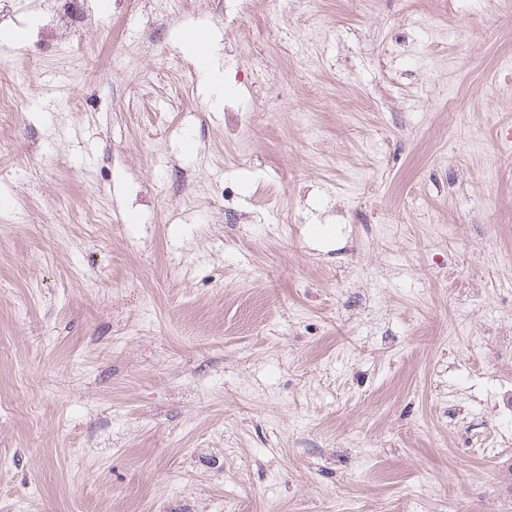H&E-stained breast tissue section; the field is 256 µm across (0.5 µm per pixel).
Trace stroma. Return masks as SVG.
Returning a JSON list of instances; mask_svg holds the SVG:
<instances>
[{
  "label": "stroma",
  "mask_w": 512,
  "mask_h": 512,
  "mask_svg": "<svg viewBox=\"0 0 512 512\" xmlns=\"http://www.w3.org/2000/svg\"><path fill=\"white\" fill-rule=\"evenodd\" d=\"M56 2L0 0V512H512V14ZM206 44V52L202 51V44ZM187 47L194 59L200 64L199 70L204 80L210 85L215 100L218 101L224 96V83L217 70L212 69V50L204 37L199 34H192L187 41Z\"/></svg>",
  "instance_id": "1"
}]
</instances>
